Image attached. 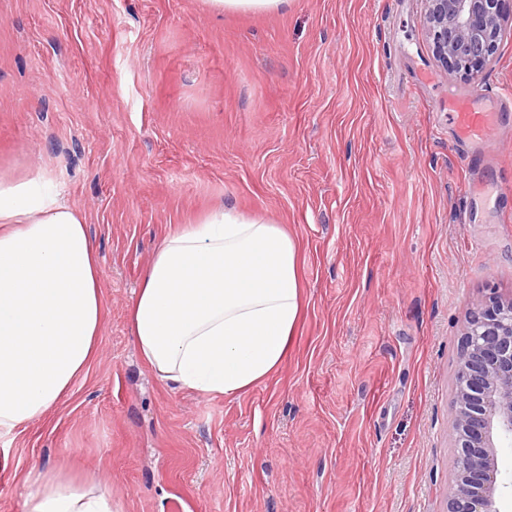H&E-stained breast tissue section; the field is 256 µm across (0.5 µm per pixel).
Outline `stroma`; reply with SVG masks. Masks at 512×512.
Here are the masks:
<instances>
[{
  "label": "stroma",
  "mask_w": 512,
  "mask_h": 512,
  "mask_svg": "<svg viewBox=\"0 0 512 512\" xmlns=\"http://www.w3.org/2000/svg\"><path fill=\"white\" fill-rule=\"evenodd\" d=\"M422 11L0 0V177L44 169L84 214L104 301L90 372L0 438V512L50 467L112 512H446L465 320L512 297V125L482 166L437 100L512 86V36L466 83ZM221 205L287 230L303 288L283 363L232 397L160 384L128 320L162 240Z\"/></svg>",
  "instance_id": "1"
}]
</instances>
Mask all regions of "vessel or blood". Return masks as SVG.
Here are the masks:
<instances>
[{"label":"vessel or blood","mask_w":512,"mask_h":512,"mask_svg":"<svg viewBox=\"0 0 512 512\" xmlns=\"http://www.w3.org/2000/svg\"><path fill=\"white\" fill-rule=\"evenodd\" d=\"M458 138L468 148L489 149L505 126L504 116L512 112V89L497 94L492 104H480L476 96L457 95L447 102Z\"/></svg>","instance_id":"obj_1"}]
</instances>
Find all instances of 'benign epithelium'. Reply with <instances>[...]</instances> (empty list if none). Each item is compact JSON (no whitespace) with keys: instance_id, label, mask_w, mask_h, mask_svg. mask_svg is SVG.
Masks as SVG:
<instances>
[{"instance_id":"1","label":"benign epithelium","mask_w":512,"mask_h":512,"mask_svg":"<svg viewBox=\"0 0 512 512\" xmlns=\"http://www.w3.org/2000/svg\"><path fill=\"white\" fill-rule=\"evenodd\" d=\"M422 27L444 69L475 82L512 33L505 0H422ZM450 433L455 481L447 512H499L496 448L512 438V299L495 297L469 314L461 338Z\"/></svg>"}]
</instances>
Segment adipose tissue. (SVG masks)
<instances>
[{
  "label": "adipose tissue",
  "instance_id": "1",
  "mask_svg": "<svg viewBox=\"0 0 512 512\" xmlns=\"http://www.w3.org/2000/svg\"><path fill=\"white\" fill-rule=\"evenodd\" d=\"M101 271L83 215L45 170L0 179V434L69 396L100 348ZM302 303L297 248L235 208L167 236L130 305L142 359L167 386L233 396L283 362ZM28 512H112L92 476L28 473Z\"/></svg>",
  "mask_w": 512,
  "mask_h": 512
}]
</instances>
